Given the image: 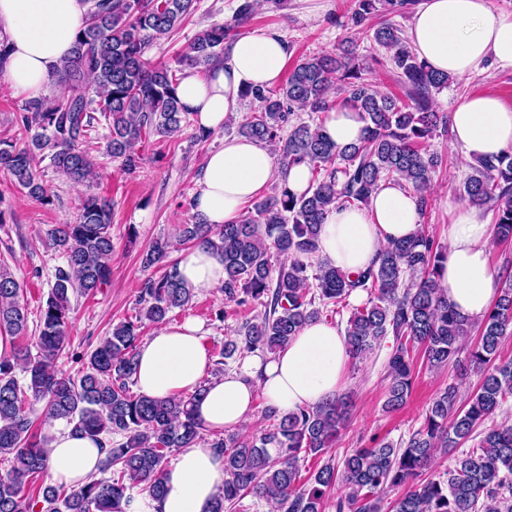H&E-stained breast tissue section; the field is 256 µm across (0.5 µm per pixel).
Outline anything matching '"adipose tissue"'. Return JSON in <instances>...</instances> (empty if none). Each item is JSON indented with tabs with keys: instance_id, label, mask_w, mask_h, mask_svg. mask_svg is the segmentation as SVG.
Masks as SVG:
<instances>
[{
	"instance_id": "obj_1",
	"label": "adipose tissue",
	"mask_w": 512,
	"mask_h": 512,
	"mask_svg": "<svg viewBox=\"0 0 512 512\" xmlns=\"http://www.w3.org/2000/svg\"><path fill=\"white\" fill-rule=\"evenodd\" d=\"M87 0H0V34L9 54L0 60V85L14 95L38 96L86 24ZM407 38L414 52L435 71L464 76L485 65L512 68V13L493 9L489 0H419ZM290 48L275 30L260 29L238 38L224 60L207 75L188 69L178 94L198 124L219 131L242 118V94L275 86ZM454 146L463 161L494 157L512 148V108L491 93L467 98L449 113ZM365 122L349 108L328 112L322 132L337 145L358 142ZM291 192L308 187L307 164L281 171L275 153L263 143L228 136L205 158L193 210L206 223L240 220L246 204L276 179ZM447 257L438 279L449 305L471 319L482 318L496 297L497 275L489 262L494 229L481 207L468 202L450 207ZM423 229L416 191L387 183L367 205L330 208L319 234L318 256L356 274L376 264L392 241ZM178 271L186 286L199 291L224 283L222 257L206 247L182 251ZM202 323L188 319L161 327L141 347L134 375L140 393L158 399L197 394L196 412L208 430L237 431L249 422L256 392L286 413L312 407L343 388L350 357L344 334L323 321L305 325L275 354H252L224 376L207 380L210 358L202 346ZM51 478L69 487L83 485L98 471L104 453L99 442L60 424L50 428L47 445ZM161 499H136L128 512H207L224 485V457L199 440L163 473Z\"/></svg>"
}]
</instances>
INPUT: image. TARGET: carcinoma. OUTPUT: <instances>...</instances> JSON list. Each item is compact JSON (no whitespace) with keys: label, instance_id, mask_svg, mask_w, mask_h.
I'll use <instances>...</instances> for the list:
<instances>
[{"label":"carcinoma","instance_id":"obj_1","mask_svg":"<svg viewBox=\"0 0 512 512\" xmlns=\"http://www.w3.org/2000/svg\"><path fill=\"white\" fill-rule=\"evenodd\" d=\"M196 3L90 0L88 23L54 73L60 93L25 102L17 119L23 144L0 140V169L11 182L48 204L49 190L37 164L49 161L74 183L93 179L89 142L102 119L109 126L106 153L128 173L138 168L142 140L170 138L190 125L192 114L178 97L176 70L151 64L146 52L179 27ZM412 5L414 0H353L348 24L360 27ZM254 8V0H243L233 22L200 31L178 58L180 69L207 74L224 57L233 29ZM373 38L390 53L398 77L409 87L407 100L371 85L365 77L368 67L345 42L334 53L303 58L277 90L243 92L258 106L239 123L238 133L277 151L284 171L308 163L307 190L294 194L282 183L235 224L198 220L179 225L180 242L222 254L225 308L264 307L224 341L214 375L223 374L226 360L235 356L276 353L305 324L319 320L324 309L362 291L368 300L347 320V346L351 359L360 360L386 336L396 340L385 361L387 411L407 403L418 353L428 367L441 369L457 362L465 347V370L479 374L480 382L463 403L456 386L440 391L405 446L382 439L339 460L328 458L306 480L300 460L330 452L346 420V403L336 396L288 414L267 406L269 425L260 432H227L210 440L224 455V487L209 512H233L249 494L284 512H325L334 489L341 491L335 512H383L382 493L402 486L409 490L392 503L391 512H512V424L486 428L478 445L457 456L444 475H426L438 455L472 438L512 399V357H502L504 342L512 336V272L506 273L508 285L484 317L471 320L448 305L437 273L445 248L425 230L388 244L378 264L354 278L329 261L310 262L331 206L366 205L381 184L402 181L419 193L424 211L426 190L442 167V156L427 152L424 144L448 132V115L432 109L431 94L448 87L452 76L419 59L392 23L380 22ZM332 89L344 94L343 106L362 114L364 136L357 144L336 145L323 136L320 122L291 123L297 112L329 111ZM463 190L470 203L495 212L496 241L512 242V155L477 159ZM111 226L110 200L89 194L76 223L47 232L48 245L64 264L56 267L40 309L34 348L18 345L0 357V457L11 462L0 475V512H32L28 486L49 469L44 443L33 431L32 410L38 404L45 418L101 439L106 455L99 471L111 473L80 488L41 485V512H127L135 489L158 498L168 456L203 435L195 402L205 389L166 400L131 389L145 325L166 323L170 312L185 308L193 297L177 263L169 260L172 242L166 237L156 238L141 254L144 268L162 266L164 272L143 283L136 315L117 323L98 342L80 376L57 368L69 344L71 297L93 295L110 282ZM27 329L20 283L0 266V335L23 336ZM472 334L476 339L467 347ZM18 368L25 375L22 381L16 377Z\"/></svg>","mask_w":512,"mask_h":512}]
</instances>
